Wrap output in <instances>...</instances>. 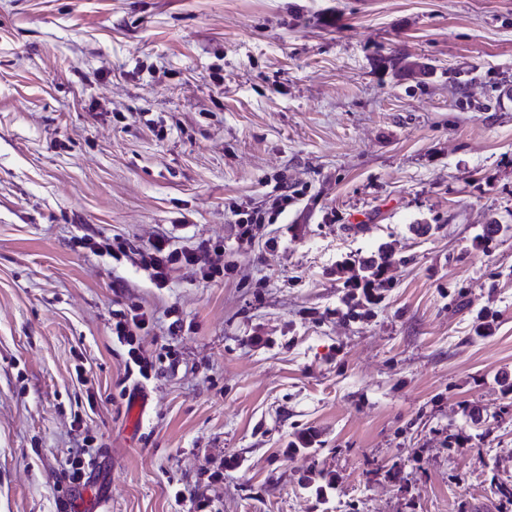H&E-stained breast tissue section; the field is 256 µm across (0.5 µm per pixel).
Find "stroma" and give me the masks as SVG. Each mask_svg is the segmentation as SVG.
Returning a JSON list of instances; mask_svg holds the SVG:
<instances>
[{
	"mask_svg": "<svg viewBox=\"0 0 512 512\" xmlns=\"http://www.w3.org/2000/svg\"><path fill=\"white\" fill-rule=\"evenodd\" d=\"M103 234L221 273L159 288ZM507 375L512 0H0V512H81L87 436L102 512H512ZM211 249L216 255H221L224 251L221 246H213ZM211 249L176 247L168 237L159 236L148 250L140 254V261L144 269L150 271L157 287L162 288L168 282L170 271L177 264L198 265L204 270L206 278H213L215 274L220 273L219 267L212 265ZM394 262V255L388 250H378L377 254L359 261L360 268L364 273L360 277V282L368 287L386 288L390 285L388 281L380 279L381 271L384 267ZM112 335L116 336L119 343L129 346L126 359V371L129 375H136L139 379L148 380L152 364L142 355V351L135 336L139 333H148L153 329V317L147 312L126 315L122 311L112 313ZM115 319V320H114ZM93 440H88L81 448H77L73 456L68 459L63 470V477L68 480L73 488L84 484L93 470V466L98 459V448L91 444Z\"/></svg>",
	"mask_w": 512,
	"mask_h": 512,
	"instance_id": "1",
	"label": "stroma"
}]
</instances>
